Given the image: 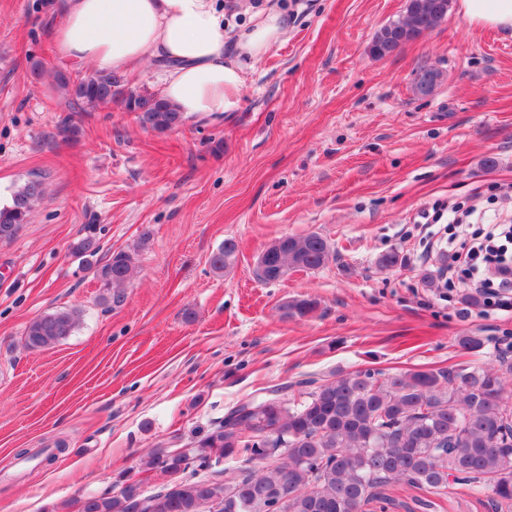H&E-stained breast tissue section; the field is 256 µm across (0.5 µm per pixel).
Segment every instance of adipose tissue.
Instances as JSON below:
<instances>
[{
  "mask_svg": "<svg viewBox=\"0 0 512 512\" xmlns=\"http://www.w3.org/2000/svg\"><path fill=\"white\" fill-rule=\"evenodd\" d=\"M245 0H50V41L62 66L128 73L152 62L163 99L193 117L235 111L243 85L241 58L260 60L288 31L280 5L256 11L233 39L225 11ZM469 23L512 34V0H459Z\"/></svg>",
  "mask_w": 512,
  "mask_h": 512,
  "instance_id": "adipose-tissue-1",
  "label": "adipose tissue"
}]
</instances>
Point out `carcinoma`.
<instances>
[{
	"instance_id": "obj_1",
	"label": "carcinoma",
	"mask_w": 512,
	"mask_h": 512,
	"mask_svg": "<svg viewBox=\"0 0 512 512\" xmlns=\"http://www.w3.org/2000/svg\"><path fill=\"white\" fill-rule=\"evenodd\" d=\"M450 0H408L405 14L375 34L370 53L390 55L406 42L434 29L448 14ZM435 69L417 72L414 90L427 95L440 83ZM56 80L72 109L90 112L119 103L138 113L145 128L166 132L187 120L157 96L144 97L124 77L104 70L75 77L59 72ZM42 182L31 179L0 204V241L13 239L30 220L43 197ZM100 250L87 236L72 247L84 260ZM236 251L231 241L210 257L224 272ZM331 256L328 241L317 233L286 236L264 259L266 281L292 272L317 270ZM134 254L118 250L96 263L100 300L121 302L117 286L134 269ZM318 307L304 298L286 306L304 317ZM82 318L78 308L40 315L23 330L27 348L45 350L72 335ZM512 352L500 349L497 366L459 365L436 370H407L378 377L370 370L336 373L324 383H298V393L276 387L260 397L233 405L224 421L189 448L162 450L141 462V471L166 477L147 494L133 480L117 491L89 494L76 512H373L383 490L402 482L424 491L423 509L448 495L451 485L487 498L493 512H512ZM221 452L237 464V475L212 473L211 456Z\"/></svg>"
}]
</instances>
